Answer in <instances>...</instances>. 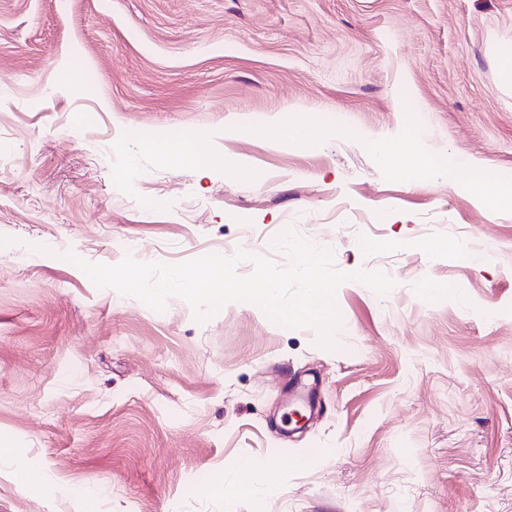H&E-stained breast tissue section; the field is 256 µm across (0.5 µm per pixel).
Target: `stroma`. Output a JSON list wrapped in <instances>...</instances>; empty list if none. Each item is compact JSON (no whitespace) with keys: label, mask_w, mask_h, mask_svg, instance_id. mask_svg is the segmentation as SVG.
Here are the masks:
<instances>
[{"label":"stroma","mask_w":512,"mask_h":512,"mask_svg":"<svg viewBox=\"0 0 512 512\" xmlns=\"http://www.w3.org/2000/svg\"><path fill=\"white\" fill-rule=\"evenodd\" d=\"M510 44L512 0H0V512H512V210L449 166L512 179ZM413 136L423 183L378 158ZM288 228L351 276L333 348L67 259ZM145 147L164 159L181 158L204 162L198 146L188 137L150 141Z\"/></svg>","instance_id":"obj_1"}]
</instances>
